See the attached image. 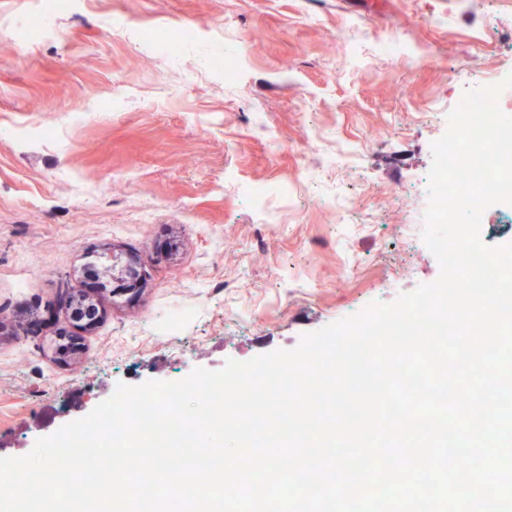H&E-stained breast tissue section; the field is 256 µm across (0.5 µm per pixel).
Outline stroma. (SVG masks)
Masks as SVG:
<instances>
[{"instance_id": "obj_1", "label": "stroma", "mask_w": 512, "mask_h": 512, "mask_svg": "<svg viewBox=\"0 0 512 512\" xmlns=\"http://www.w3.org/2000/svg\"><path fill=\"white\" fill-rule=\"evenodd\" d=\"M58 1L0 0V457L438 279L432 144L512 74V0Z\"/></svg>"}]
</instances>
